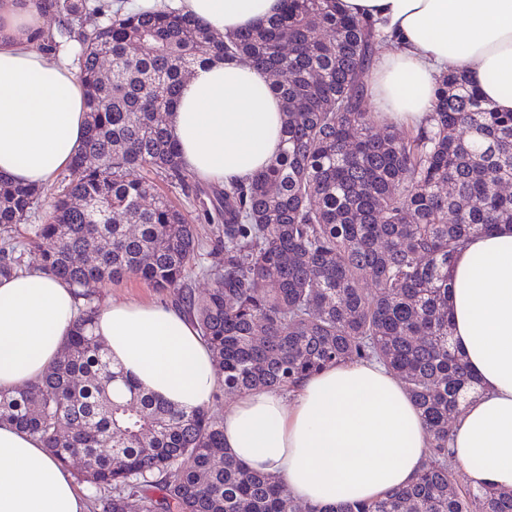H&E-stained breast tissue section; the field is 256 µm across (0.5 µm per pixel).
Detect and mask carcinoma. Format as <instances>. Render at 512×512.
Here are the masks:
<instances>
[{"mask_svg": "<svg viewBox=\"0 0 512 512\" xmlns=\"http://www.w3.org/2000/svg\"><path fill=\"white\" fill-rule=\"evenodd\" d=\"M52 7L59 34L78 43L85 140L48 186L0 181V276L20 269L14 234L24 224L27 244L50 242L42 269L76 292L128 275L174 291L219 373L211 405L187 412L164 403L112 366L90 304L42 378L0 394V421L58 461L83 460L99 512H321L224 451L222 391H285L332 365L374 360L418 409L428 455L411 485L330 512H512V489H474L452 461L449 422L478 387L448 317L459 247L512 224L503 192L512 112L493 110L450 71L426 124L394 131L364 108L382 33L339 13L336 0H282L277 16L224 35L161 10L88 27L100 6ZM215 59L278 74L283 149L266 170L216 190L223 256L203 268L213 287L198 296L184 283L198 240L151 174L190 184L167 113L195 68ZM44 194L45 222L28 223Z\"/></svg>", "mask_w": 512, "mask_h": 512, "instance_id": "obj_1", "label": "carcinoma"}]
</instances>
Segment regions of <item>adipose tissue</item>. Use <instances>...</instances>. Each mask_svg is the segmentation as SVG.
I'll use <instances>...</instances> for the list:
<instances>
[{"label":"adipose tissue","instance_id":"obj_1","mask_svg":"<svg viewBox=\"0 0 512 512\" xmlns=\"http://www.w3.org/2000/svg\"><path fill=\"white\" fill-rule=\"evenodd\" d=\"M217 33L265 21L280 0H148ZM387 37L368 97L388 119L432 112L439 78L461 72L493 109L512 112V0H339ZM50 0H0V177L34 187L67 169L85 135V88L64 51L48 49ZM182 165L221 185L264 170L282 148V101L269 71L216 60L197 68L170 113ZM452 340L478 382L451 426L466 482L512 488V226L476 235L449 270ZM82 299L41 269L0 277V391L38 380L60 356ZM94 332L113 364L169 405L210 404L212 351L177 305L110 301ZM429 437L382 365L341 363L288 391L253 390L224 409V449L275 476L300 503L367 501L413 482ZM0 512H87L76 481L18 427L0 423Z\"/></svg>","mask_w":512,"mask_h":512}]
</instances>
